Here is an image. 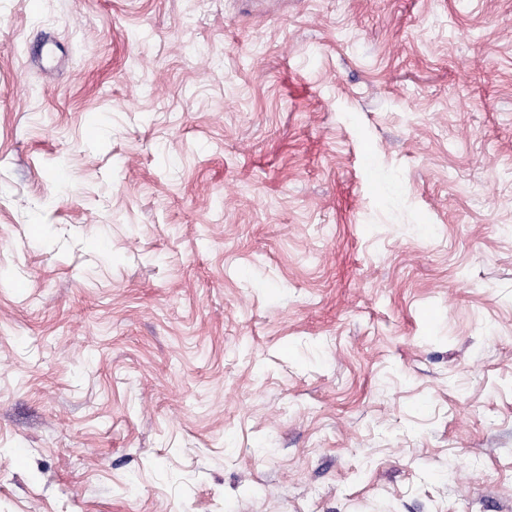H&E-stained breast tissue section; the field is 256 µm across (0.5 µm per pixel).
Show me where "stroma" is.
Segmentation results:
<instances>
[{"instance_id": "obj_1", "label": "stroma", "mask_w": 512, "mask_h": 512, "mask_svg": "<svg viewBox=\"0 0 512 512\" xmlns=\"http://www.w3.org/2000/svg\"><path fill=\"white\" fill-rule=\"evenodd\" d=\"M0 512H512V0H0Z\"/></svg>"}]
</instances>
